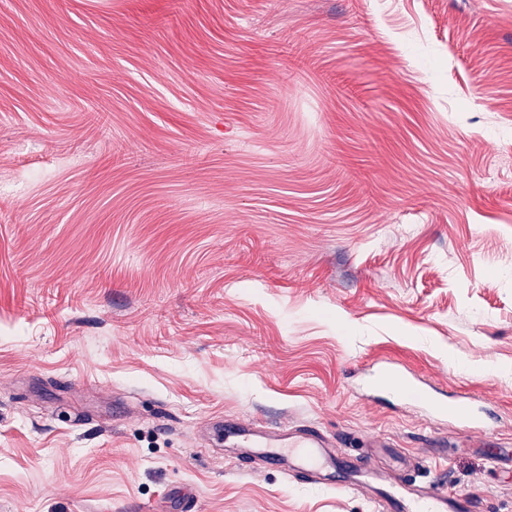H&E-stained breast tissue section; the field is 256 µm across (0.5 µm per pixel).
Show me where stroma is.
<instances>
[{
    "label": "stroma",
    "instance_id": "obj_1",
    "mask_svg": "<svg viewBox=\"0 0 512 512\" xmlns=\"http://www.w3.org/2000/svg\"><path fill=\"white\" fill-rule=\"evenodd\" d=\"M237 418L512 512V0H0V512H375ZM423 405L427 406L428 413L438 421L453 420L459 426L469 432L491 433L493 428L485 422L480 421L474 411V404L480 400L471 393H464L453 402H444L433 394H424Z\"/></svg>",
    "mask_w": 512,
    "mask_h": 512
}]
</instances>
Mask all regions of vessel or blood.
<instances>
[{"label":"vessel or blood","instance_id":"b4317fda","mask_svg":"<svg viewBox=\"0 0 512 512\" xmlns=\"http://www.w3.org/2000/svg\"><path fill=\"white\" fill-rule=\"evenodd\" d=\"M475 395L464 393L444 402L426 394L424 404L436 420H453L470 432H490L474 411ZM221 438L233 439L235 447L251 450L253 466L293 470L308 485L340 488L368 495L376 512H477L475 498L449 493L436 485H425L397 473L395 466L381 470L355 463L336 448L333 440L312 426L261 427L236 421L225 425Z\"/></svg>","mask_w":512,"mask_h":512}]
</instances>
